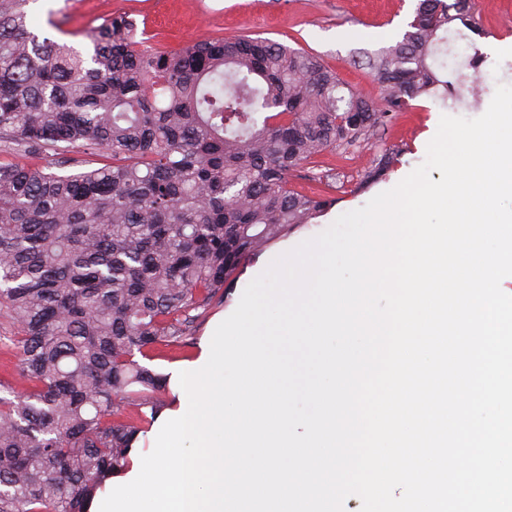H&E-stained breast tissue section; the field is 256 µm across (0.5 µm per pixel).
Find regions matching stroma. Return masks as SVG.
Instances as JSON below:
<instances>
[{"instance_id": "obj_1", "label": "stroma", "mask_w": 512, "mask_h": 512, "mask_svg": "<svg viewBox=\"0 0 512 512\" xmlns=\"http://www.w3.org/2000/svg\"><path fill=\"white\" fill-rule=\"evenodd\" d=\"M417 0H32V14L53 37L80 45L86 32L112 15L128 12L143 24L149 42L174 51L187 42L249 35L309 50L333 69L345 86L371 97L380 89L366 66L368 55L401 38ZM476 31L468 38L449 37L451 52L440 53L441 69H478L491 102L500 84L498 67L512 62V0H475ZM454 112L439 98L415 101L393 113L383 127L351 147L329 148L291 170L290 188L329 200L313 224L290 226L284 236L249 255L227 286L224 306L215 316L231 315L239 296L256 273L289 243L308 240L326 230L343 213L366 205L377 194L394 188L421 165L441 116ZM398 150L396 164L370 188L360 180L373 157L383 149ZM211 319L199 326L194 345L155 352L149 365L157 373L178 375L204 352Z\"/></svg>"}]
</instances>
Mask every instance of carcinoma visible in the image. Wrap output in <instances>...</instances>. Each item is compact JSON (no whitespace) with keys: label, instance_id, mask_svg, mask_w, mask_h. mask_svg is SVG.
<instances>
[{"label":"carcinoma","instance_id":"obj_1","mask_svg":"<svg viewBox=\"0 0 512 512\" xmlns=\"http://www.w3.org/2000/svg\"><path fill=\"white\" fill-rule=\"evenodd\" d=\"M29 2L0 0V139L112 163L0 165V314L24 384L0 381V512H90L169 406L151 352L191 344L241 261L329 205L288 171L417 99L475 93L478 76L435 66L444 33L475 21L471 0H419L368 58L373 99L266 38L159 51L121 15L80 50L42 35ZM397 156L377 154L361 186Z\"/></svg>","mask_w":512,"mask_h":512}]
</instances>
